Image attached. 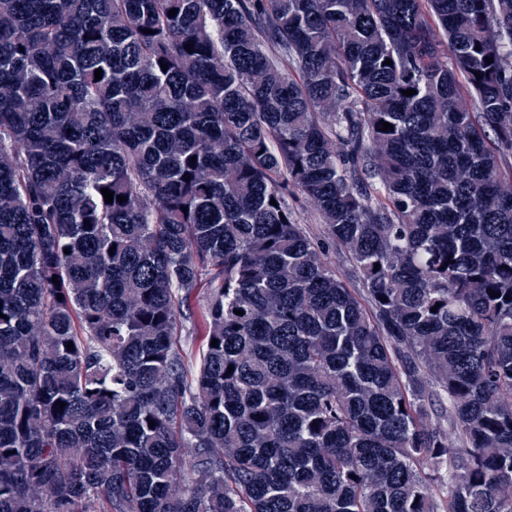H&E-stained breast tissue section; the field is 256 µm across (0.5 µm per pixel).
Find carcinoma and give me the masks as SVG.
Segmentation results:
<instances>
[{"label":"carcinoma","instance_id":"obj_1","mask_svg":"<svg viewBox=\"0 0 512 512\" xmlns=\"http://www.w3.org/2000/svg\"><path fill=\"white\" fill-rule=\"evenodd\" d=\"M511 156L512 0H0V512H512ZM291 203L295 207L301 224H304L310 235L320 242L324 240L325 228L323 224H318L315 211L303 198L291 199ZM185 304L195 313V326L192 336H178V347L195 365L202 350L205 333V290L197 288L191 293Z\"/></svg>","mask_w":512,"mask_h":512}]
</instances>
